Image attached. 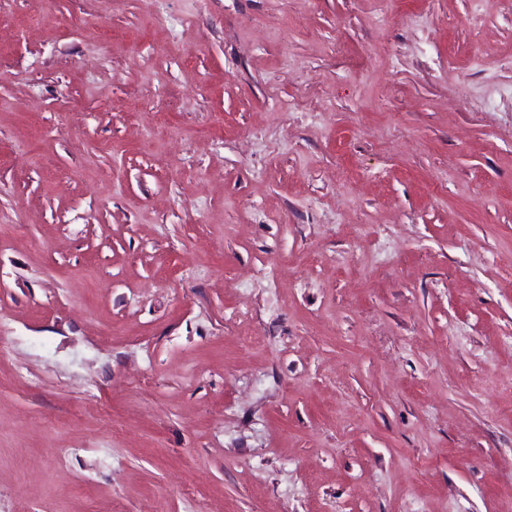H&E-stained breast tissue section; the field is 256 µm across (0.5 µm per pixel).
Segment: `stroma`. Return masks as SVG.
I'll return each mask as SVG.
<instances>
[{"label":"stroma","mask_w":512,"mask_h":512,"mask_svg":"<svg viewBox=\"0 0 512 512\" xmlns=\"http://www.w3.org/2000/svg\"><path fill=\"white\" fill-rule=\"evenodd\" d=\"M395 8L0 0V512H512V0Z\"/></svg>","instance_id":"1"}]
</instances>
